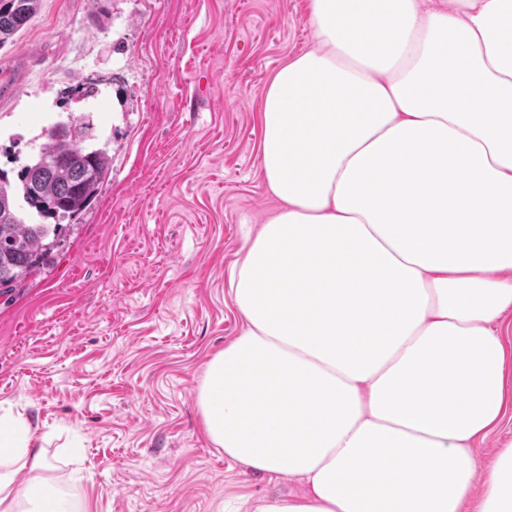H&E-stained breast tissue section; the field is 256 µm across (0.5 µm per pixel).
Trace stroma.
<instances>
[{"mask_svg":"<svg viewBox=\"0 0 512 512\" xmlns=\"http://www.w3.org/2000/svg\"><path fill=\"white\" fill-rule=\"evenodd\" d=\"M311 0H41L0 48V169L89 113L112 157L48 261L0 294V407L45 436L42 479L88 512H253L286 484L206 437L207 362L242 326L230 292L275 201L261 98L313 44ZM80 83L97 95L71 99Z\"/></svg>","mask_w":512,"mask_h":512,"instance_id":"obj_1","label":"stroma"}]
</instances>
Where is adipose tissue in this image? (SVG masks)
<instances>
[{"instance_id": "obj_1", "label": "adipose tissue", "mask_w": 512, "mask_h": 512, "mask_svg": "<svg viewBox=\"0 0 512 512\" xmlns=\"http://www.w3.org/2000/svg\"><path fill=\"white\" fill-rule=\"evenodd\" d=\"M314 45L261 108L277 202L231 281L239 336L207 363L203 430L301 485L255 512H512V0H311ZM0 415V512L49 484Z\"/></svg>"}]
</instances>
